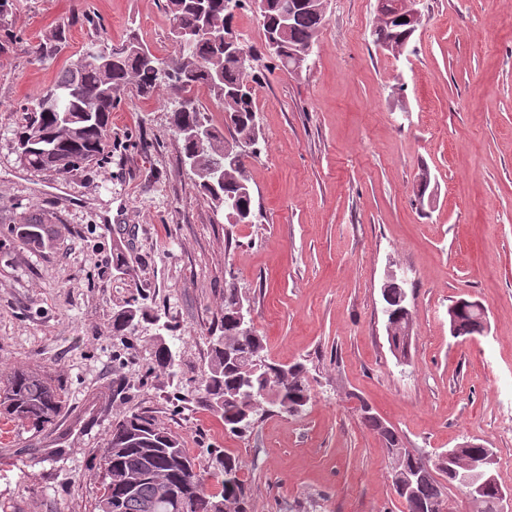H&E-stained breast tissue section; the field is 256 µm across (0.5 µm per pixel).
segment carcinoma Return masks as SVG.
<instances>
[{"instance_id": "carcinoma-1", "label": "carcinoma", "mask_w": 512, "mask_h": 512, "mask_svg": "<svg viewBox=\"0 0 512 512\" xmlns=\"http://www.w3.org/2000/svg\"><path fill=\"white\" fill-rule=\"evenodd\" d=\"M229 3L231 9L224 8ZM278 0H267L260 9L264 34L279 24ZM243 0H210L208 30L196 31L199 18L193 0H166L165 12L170 22V50L159 56L136 37L137 53L108 45L104 39L91 41L83 53L59 74L50 87L55 93L56 108L46 112L41 101L28 109L30 116L16 132V152L24 166L36 171H48L66 177L71 173L107 158L112 138V109L118 95L132 83L141 96L152 94L165 85L178 93V102L171 110V125L180 146L183 162L199 180V186L210 199L215 210L224 209V202L236 203L241 216L254 217L253 196L238 195L239 183L249 182L246 175L245 154L238 152L242 142H256L262 137L256 122V105L250 82L252 67H241L235 60L224 59L225 28L229 26L234 10ZM323 0H307L294 13L285 43L304 47L316 43L326 23ZM407 35L401 23L379 22L373 31L377 44H398ZM66 29L55 27L50 37L35 46L39 59H52L66 47ZM93 51L112 56V65L103 68ZM164 63L169 76L158 75L156 66ZM196 88L205 90L213 104L232 120L227 127L229 136L221 134L213 125L209 109L191 96ZM203 120L210 128L209 138L203 144L186 140L179 127ZM224 168V186L215 189L208 184L215 164ZM43 214L24 213L21 222L13 224L10 233L20 244L34 252L46 247ZM238 289L224 288V314L220 331L233 345V353L240 356L234 365L224 364V351L210 347L209 370L201 372L194 387L198 404L219 414L224 426L242 436L254 428L266 413L268 401L261 394L263 386L254 382L253 391L244 392L240 386L244 376V359L265 350L263 336L237 334L233 320V305ZM147 313L132 306L118 312L112 320V333L125 336L135 330L137 321ZM171 347L155 344L152 369L173 371ZM282 364L269 362L265 381L278 394L276 407L282 413L303 411L311 396L305 380L306 368L301 363L288 367V381L277 384V370ZM63 409L59 388L43 370L14 373L6 388L0 392V415L21 422L32 429L52 424ZM366 422L384 440L392 471L406 472L415 487L414 496L406 499L409 512H430V507L448 499V487L459 486L456 476L440 465V460H426L420 456L398 458L396 448L401 440L396 432L373 415ZM212 464L201 467L197 458L183 448L181 438L160 429L154 417L146 411L132 412L112 425V431L100 456L102 481L97 496V512H251L249 489L241 477L238 459L220 448L210 449ZM165 469L171 472L176 496L157 502L154 484L143 481L129 494L121 483L127 471ZM442 479H437V476Z\"/></svg>"}]
</instances>
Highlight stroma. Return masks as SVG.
I'll list each match as a JSON object with an SVG mask.
<instances>
[{
	"instance_id": "stroma-1",
	"label": "stroma",
	"mask_w": 512,
	"mask_h": 512,
	"mask_svg": "<svg viewBox=\"0 0 512 512\" xmlns=\"http://www.w3.org/2000/svg\"><path fill=\"white\" fill-rule=\"evenodd\" d=\"M164 3L14 0L0 20V377L47 370L64 400L38 432L0 419V512H94L100 452L138 410L201 463L212 448L238 458L252 512H404L368 413L431 460L467 441L492 448L512 493V0H421L424 23L399 55L373 43L376 0H325L298 74L264 53L252 5L237 9L263 134L247 163L251 224L214 215L165 88L121 93L99 165L63 178L17 158L25 107L93 37L84 15L110 44L133 30L163 56ZM58 24L67 47L38 60ZM27 207L51 218L36 254L7 236ZM117 245L132 275L116 271ZM392 276L412 311L403 360L386 331ZM231 284L252 299L269 359L304 363L311 392L304 412L265 415L240 437L174 402L208 364ZM461 297L486 307V333L451 335ZM134 298L170 325L176 373L149 368L155 326L113 335Z\"/></svg>"
}]
</instances>
